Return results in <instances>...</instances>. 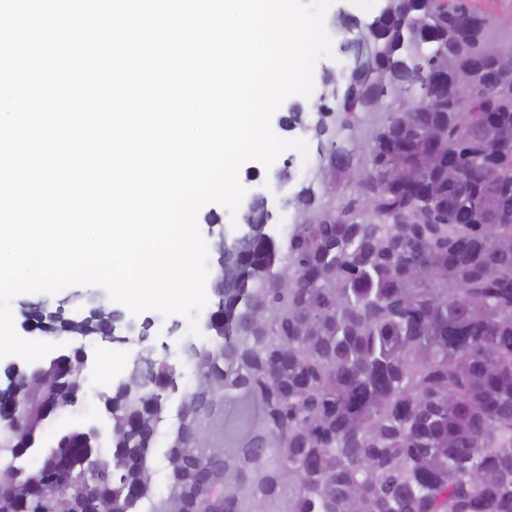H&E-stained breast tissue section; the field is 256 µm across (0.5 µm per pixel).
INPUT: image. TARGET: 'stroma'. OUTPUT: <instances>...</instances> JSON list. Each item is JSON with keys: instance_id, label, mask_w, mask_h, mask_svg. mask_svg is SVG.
I'll use <instances>...</instances> for the list:
<instances>
[{"instance_id": "stroma-1", "label": "stroma", "mask_w": 512, "mask_h": 512, "mask_svg": "<svg viewBox=\"0 0 512 512\" xmlns=\"http://www.w3.org/2000/svg\"><path fill=\"white\" fill-rule=\"evenodd\" d=\"M276 167H265L259 162L245 163L239 170V181L246 193L261 192L268 198V206L274 210L277 221L292 219V212H284L279 208L278 181ZM40 303L50 305H64L67 316L78 317L85 314L92 305L98 304L122 312V320L116 325L118 340L114 345L116 351L123 355L122 360L106 365L98 358L99 350L103 344L100 337L90 336L83 339L72 337L57 340L58 351L82 345L85 346L92 360L83 374V389L85 399L82 407L76 412L73 419H62L48 425L43 433L41 443L43 446H51L55 433L69 426L71 421L94 422L105 424L106 419L100 410L99 393L108 387L111 380H117L127 376L133 361L141 355L159 357L164 354L178 355L183 343L187 341L204 342L207 339L203 331H191V320H203L207 312L199 310L194 319L184 316H161L153 310H146L138 314H131L130 310L121 309L119 302L112 300L108 293H96L91 286H71L58 293L48 294L44 292L23 293L12 301V314L14 329L18 336L30 341H45L46 336L41 331L35 330L30 324V314L33 307ZM135 320L136 323L150 321L151 327L146 338H139L138 334L128 333L127 320Z\"/></svg>"}]
</instances>
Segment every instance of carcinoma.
<instances>
[{"label": "carcinoma", "mask_w": 512, "mask_h": 512, "mask_svg": "<svg viewBox=\"0 0 512 512\" xmlns=\"http://www.w3.org/2000/svg\"><path fill=\"white\" fill-rule=\"evenodd\" d=\"M366 79L398 78L437 107L394 104L373 123L323 83L311 179L262 204L212 288L205 343L133 364L108 394L112 455L60 432L85 352L3 373L20 391L0 433V512H512V97H487L479 43L497 19L461 0H380ZM476 72L470 111L449 82ZM293 287H280L283 274ZM167 438L166 492L152 456ZM40 453L37 470L28 465ZM238 480L224 488V469Z\"/></svg>", "instance_id": "cac0c4a2"}]
</instances>
